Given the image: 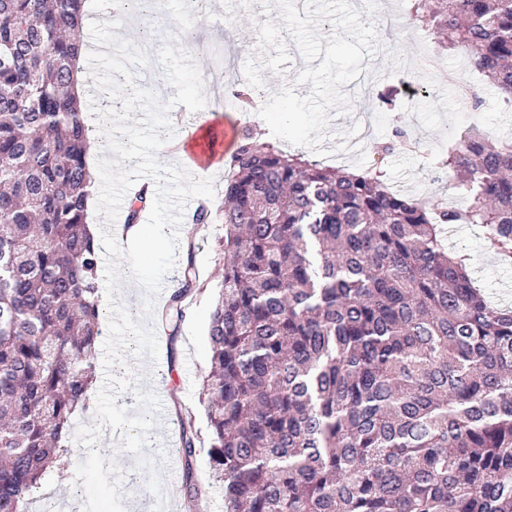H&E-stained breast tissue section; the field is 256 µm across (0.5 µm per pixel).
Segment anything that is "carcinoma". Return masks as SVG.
Instances as JSON below:
<instances>
[{"label":"carcinoma","mask_w":512,"mask_h":512,"mask_svg":"<svg viewBox=\"0 0 512 512\" xmlns=\"http://www.w3.org/2000/svg\"><path fill=\"white\" fill-rule=\"evenodd\" d=\"M512 111V0H406ZM89 0H0V512H29L91 408L100 249L88 230L92 129L75 94ZM230 97L251 103L239 78ZM259 144L224 176V275L203 377L224 512H512V310L493 306L442 225L478 224L512 263V140L477 126L432 172L463 205ZM159 318L203 291L192 253ZM185 496L195 419L177 415Z\"/></svg>","instance_id":"obj_1"}]
</instances>
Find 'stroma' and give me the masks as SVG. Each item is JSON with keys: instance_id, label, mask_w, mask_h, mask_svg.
I'll use <instances>...</instances> for the list:
<instances>
[{"instance_id": "stroma-1", "label": "stroma", "mask_w": 512, "mask_h": 512, "mask_svg": "<svg viewBox=\"0 0 512 512\" xmlns=\"http://www.w3.org/2000/svg\"><path fill=\"white\" fill-rule=\"evenodd\" d=\"M386 13L392 20L391 27H378V52L364 58L362 66L372 83H397L400 75H407L416 85L426 88V102L400 98L396 108L390 112L378 109L374 99H363L362 105L369 109V119L374 125L371 137L335 152L336 133L346 131L358 121V111L334 114L328 127L329 136L322 144L323 156H315L312 149L281 142L286 152L300 153L306 157H318L325 166L351 170H365L373 161L372 146L392 139L395 132L407 134L413 143L412 149L401 150L387 156L384 169L390 186L400 193L413 197H428L439 203L452 202L454 193L447 182L431 180L428 175V160L431 153L446 149L450 142L460 139L471 126L479 125L491 139L512 138V112L497 110L495 103L498 90L482 74L473 69L463 54L447 57L437 54V47L420 28L408 21L404 0H380L368 20H375L377 13ZM279 12L273 0H251L249 8H242L239 0H210L205 11L176 5L165 8L163 24L155 32L156 41L171 35L180 47L188 49L203 74L211 80L214 73L209 47L231 34L239 43L235 52L236 66H244L247 58L255 54L257 45L256 23L278 20ZM192 32L195 43H188L185 32ZM462 76L478 94L474 109L460 112L456 98L458 84L448 81L449 74ZM209 99L206 111L217 114L212 125L214 133L221 134L230 129H249L255 140L271 141L272 135L266 123L254 112H240L233 105L215 109L212 101L216 94L206 88ZM224 166L211 168L215 179V196L212 206L213 221L205 229L183 223L182 239L194 241V260L202 273L206 289L189 299L186 319L174 334L158 333L159 358L140 382L142 390H154L162 395L166 416L158 420L150 432L152 443L145 453L153 468L163 472V493L167 512H188L182 487L181 466H169L171 448L177 447L179 430L175 424L176 412L195 416L198 427H205V403L202 380L208 368L207 330L214 288L224 272L223 256L218 249V240L224 233V215L220 207L224 201ZM481 230L475 225L454 226L446 231L450 247L470 251L474 256L473 276L503 306L512 307V265L501 263L491 249L481 244Z\"/></svg>"}]
</instances>
